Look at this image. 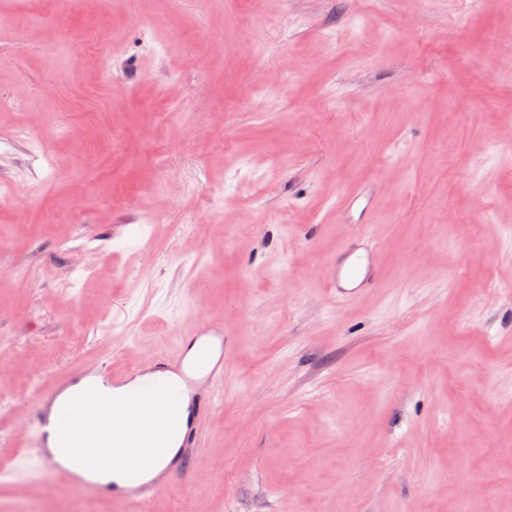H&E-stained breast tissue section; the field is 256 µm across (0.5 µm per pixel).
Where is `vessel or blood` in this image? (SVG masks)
<instances>
[{"label": "vessel or blood", "mask_w": 512, "mask_h": 512, "mask_svg": "<svg viewBox=\"0 0 512 512\" xmlns=\"http://www.w3.org/2000/svg\"><path fill=\"white\" fill-rule=\"evenodd\" d=\"M375 181H368L347 195L336 212L339 221L352 225V233L341 243L330 264L327 285L336 302H344L379 287L381 269L374 260L376 243L370 234ZM223 329L209 328L188 337L182 358L176 364H155L151 376L140 387L144 404L138 410L143 421H150L159 401H174L190 393L189 416L180 432L178 449L186 451L198 441V422L211 414L218 402L217 388L224 379ZM70 382L58 381L43 399L35 421L33 446L42 467L58 471L83 485L91 495L107 494L133 502L150 499L160 487V480L172 469V462L143 448L139 433H127L126 451L133 464L127 485L111 486L93 478L91 444L80 427L63 429L62 423L77 411H94L117 418L120 406L102 404L93 388L74 395L66 407H59L61 396L69 391Z\"/></svg>", "instance_id": "obj_1"}]
</instances>
